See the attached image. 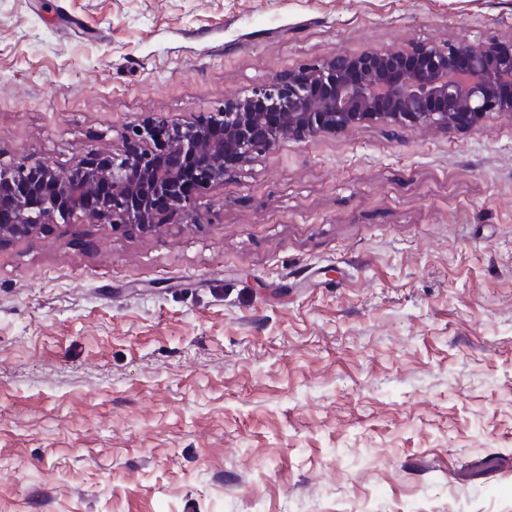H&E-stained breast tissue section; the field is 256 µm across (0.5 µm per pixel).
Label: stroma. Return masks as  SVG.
<instances>
[{"label":"stroma","mask_w":512,"mask_h":512,"mask_svg":"<svg viewBox=\"0 0 512 512\" xmlns=\"http://www.w3.org/2000/svg\"><path fill=\"white\" fill-rule=\"evenodd\" d=\"M510 37L512 0H0V159ZM197 207L0 243V512H512V116L287 142Z\"/></svg>","instance_id":"stroma-1"}]
</instances>
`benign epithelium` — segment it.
Instances as JSON below:
<instances>
[{"label": "benign epithelium", "instance_id": "1", "mask_svg": "<svg viewBox=\"0 0 512 512\" xmlns=\"http://www.w3.org/2000/svg\"><path fill=\"white\" fill-rule=\"evenodd\" d=\"M512 115V40L459 47L340 50L183 118L152 116L123 149L90 151L70 170L31 157L0 159V241L89 220L154 235L198 228L197 193L278 148L363 124L475 131Z\"/></svg>", "mask_w": 512, "mask_h": 512}]
</instances>
